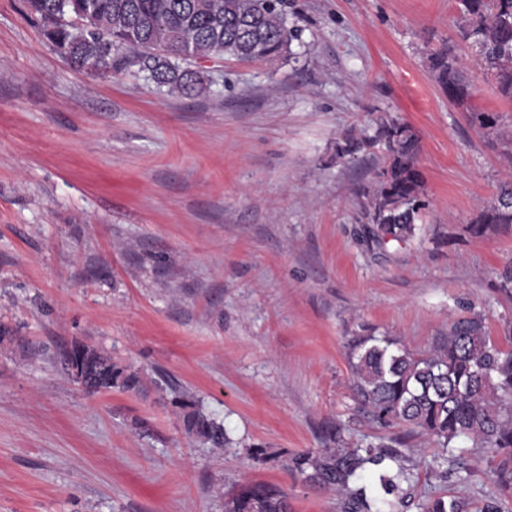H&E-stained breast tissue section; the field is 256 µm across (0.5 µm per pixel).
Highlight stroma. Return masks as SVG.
<instances>
[{"mask_svg": "<svg viewBox=\"0 0 512 512\" xmlns=\"http://www.w3.org/2000/svg\"><path fill=\"white\" fill-rule=\"evenodd\" d=\"M290 55L202 63L188 99L142 73L75 69L0 0V512H223L224 491L266 483L292 512H342V496L288 467L305 450L379 435L357 414L348 344L395 339L427 352L459 304L492 335L512 321L499 275L512 225L467 224L494 201L512 101L461 44L456 0H286ZM454 45L476 84L450 102L428 57ZM497 114L490 130L469 111ZM420 137L429 209L415 238L361 236V189L378 151L336 155L379 114ZM80 342L143 370V394H88L61 367ZM187 391L231 440L189 439L172 404ZM339 430L330 439L329 430ZM431 439L409 437L413 503L455 496L512 512L499 456L471 450L445 475Z\"/></svg>", "mask_w": 512, "mask_h": 512, "instance_id": "stroma-1", "label": "stroma"}]
</instances>
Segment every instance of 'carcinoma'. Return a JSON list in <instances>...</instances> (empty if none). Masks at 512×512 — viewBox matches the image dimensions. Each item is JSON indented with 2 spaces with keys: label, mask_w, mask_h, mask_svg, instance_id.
Here are the masks:
<instances>
[{
  "label": "carcinoma",
  "mask_w": 512,
  "mask_h": 512,
  "mask_svg": "<svg viewBox=\"0 0 512 512\" xmlns=\"http://www.w3.org/2000/svg\"><path fill=\"white\" fill-rule=\"evenodd\" d=\"M44 37L74 67L137 68L174 96L198 97L207 91L199 60L233 57L253 62L283 56L300 40L288 25L281 0H24ZM461 38L476 53V64L490 75L499 93L512 99V0H459ZM429 71L448 99L463 106L475 93L474 81L460 67L453 48L429 57ZM489 112L469 113L483 130L497 125ZM378 147L383 167L373 190L360 202L364 237L379 248L414 238L428 207L418 169L420 139L408 124L379 118L373 131L345 135L336 144L340 157ZM512 224V178L500 185L494 202L468 225L475 237ZM67 374L87 393L119 389L144 391L140 370L94 347L74 343L60 352ZM352 387L359 406L381 427L399 426L432 438L445 450L443 463L460 475L455 450L464 441L502 454L498 483L512 488V325L502 338L490 334L485 312L468 306L448 324V333L430 350L414 355L389 339L361 336L348 352ZM184 433L222 448L229 442L224 424L203 412L190 397L175 398ZM398 439L357 448H321L290 460L305 481L345 495L344 512H400L411 474L402 465ZM380 469L365 479L368 466ZM224 512H291L288 493L263 483L239 486L224 495ZM421 512H468L457 497L427 500Z\"/></svg>",
  "instance_id": "carcinoma-1"
}]
</instances>
